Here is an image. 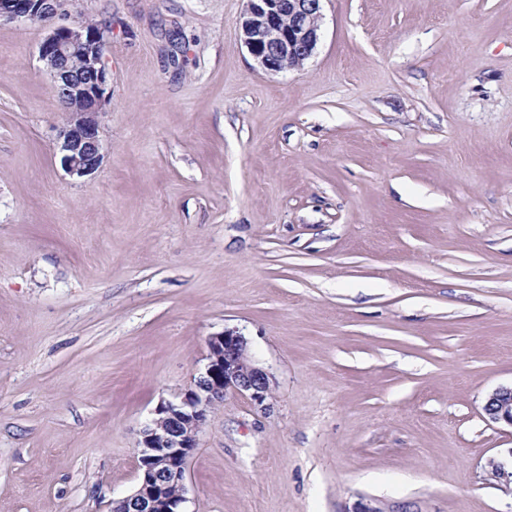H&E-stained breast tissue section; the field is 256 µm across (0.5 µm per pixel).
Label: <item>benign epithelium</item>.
Listing matches in <instances>:
<instances>
[{
  "mask_svg": "<svg viewBox=\"0 0 512 512\" xmlns=\"http://www.w3.org/2000/svg\"><path fill=\"white\" fill-rule=\"evenodd\" d=\"M242 43L265 70L280 72L302 65L320 38L323 0H246ZM69 0H0V21L49 26L38 47L39 60L68 119L60 133L61 166L72 178L97 171L103 160L100 114L107 99L105 51L112 27L56 24L67 16ZM206 364L179 399H162L141 431L134 489L112 502V512H186V463L198 445L208 414L229 394L261 406L269 375L253 360L245 336L225 330L207 340ZM484 412L494 423L512 427V386L487 397ZM494 485L512 491V465L495 458L486 463Z\"/></svg>",
  "mask_w": 512,
  "mask_h": 512,
  "instance_id": "benign-epithelium-1",
  "label": "benign epithelium"
}]
</instances>
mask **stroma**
Instances as JSON below:
<instances>
[{
	"instance_id": "35a3bbf8",
	"label": "stroma",
	"mask_w": 512,
	"mask_h": 512,
	"mask_svg": "<svg viewBox=\"0 0 512 512\" xmlns=\"http://www.w3.org/2000/svg\"><path fill=\"white\" fill-rule=\"evenodd\" d=\"M245 0H71L109 20L103 161L71 180L38 57L0 22V512H111L159 400L233 329L187 512H512V0H325L302 68ZM483 409L490 421L512 427V385L493 390L488 395ZM486 474L494 485L512 493V455L510 466L496 458L488 459Z\"/></svg>"
}]
</instances>
